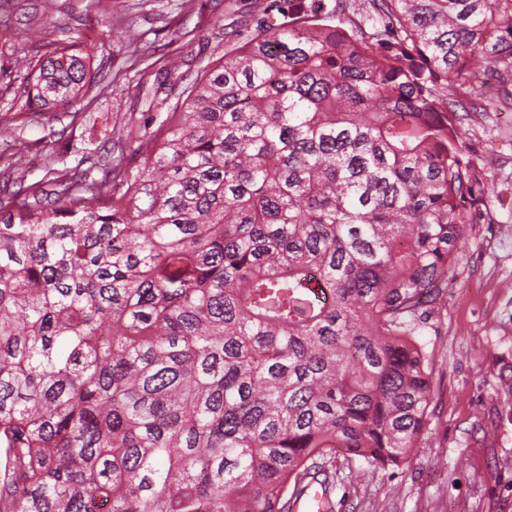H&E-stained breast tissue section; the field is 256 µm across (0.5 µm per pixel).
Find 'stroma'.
<instances>
[{"label":"stroma","mask_w":512,"mask_h":512,"mask_svg":"<svg viewBox=\"0 0 512 512\" xmlns=\"http://www.w3.org/2000/svg\"><path fill=\"white\" fill-rule=\"evenodd\" d=\"M269 2L112 0L105 18L86 0H55L49 15L42 0H0V151L24 148L23 177L0 160V204L44 180L49 154L76 165L80 153L94 157L120 145L128 117L164 114L157 88L180 92ZM117 19L138 34L139 56L113 36ZM73 44L93 54L105 90L96 109L79 99L67 113L23 111L27 73L16 58L35 61ZM82 111L87 121L72 122ZM462 142L478 161L485 196L420 336L435 352L428 428L398 469L369 475L360 460L337 458L334 512H512V401L497 395L512 373V106L471 114Z\"/></svg>","instance_id":"stroma-1"}]
</instances>
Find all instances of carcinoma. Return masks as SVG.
Wrapping results in <instances>:
<instances>
[{
	"label": "carcinoma",
	"mask_w": 512,
	"mask_h": 512,
	"mask_svg": "<svg viewBox=\"0 0 512 512\" xmlns=\"http://www.w3.org/2000/svg\"><path fill=\"white\" fill-rule=\"evenodd\" d=\"M103 176L0 210V512H290L408 463L512 0H274ZM57 50L23 107L92 88Z\"/></svg>",
	"instance_id": "cac0c4a2"
}]
</instances>
